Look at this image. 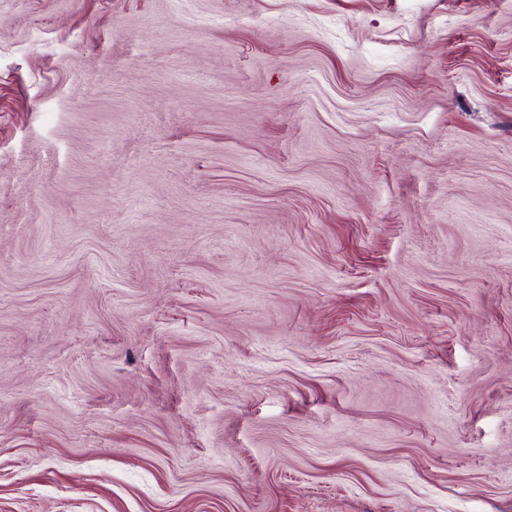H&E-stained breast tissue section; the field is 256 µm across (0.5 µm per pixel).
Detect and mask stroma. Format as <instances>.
I'll return each mask as SVG.
<instances>
[{
  "label": "stroma",
  "mask_w": 512,
  "mask_h": 512,
  "mask_svg": "<svg viewBox=\"0 0 512 512\" xmlns=\"http://www.w3.org/2000/svg\"><path fill=\"white\" fill-rule=\"evenodd\" d=\"M0 512H512V0H0Z\"/></svg>",
  "instance_id": "stroma-1"
}]
</instances>
